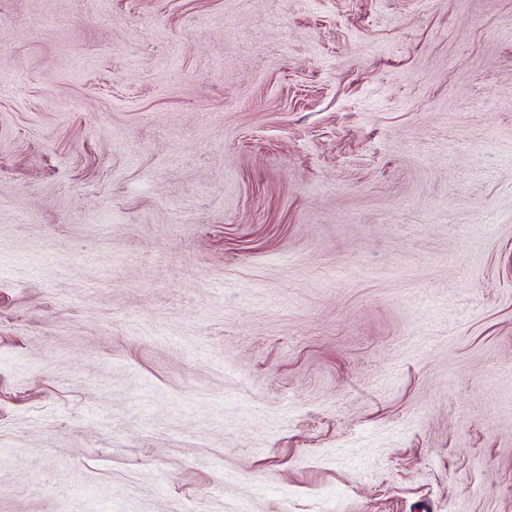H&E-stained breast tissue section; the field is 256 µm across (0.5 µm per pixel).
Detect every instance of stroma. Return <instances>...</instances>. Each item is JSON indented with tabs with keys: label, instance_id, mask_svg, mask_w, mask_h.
<instances>
[{
	"label": "stroma",
	"instance_id": "1",
	"mask_svg": "<svg viewBox=\"0 0 512 512\" xmlns=\"http://www.w3.org/2000/svg\"><path fill=\"white\" fill-rule=\"evenodd\" d=\"M0 512H512V0H0Z\"/></svg>",
	"mask_w": 512,
	"mask_h": 512
}]
</instances>
